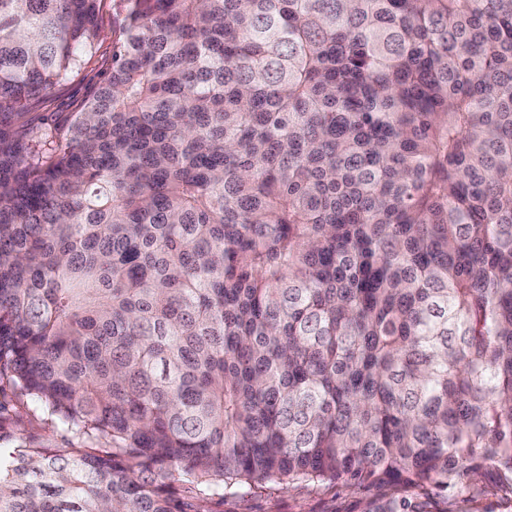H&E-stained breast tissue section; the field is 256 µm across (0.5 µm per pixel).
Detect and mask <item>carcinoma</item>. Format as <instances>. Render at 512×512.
Masks as SVG:
<instances>
[{"instance_id": "1", "label": "carcinoma", "mask_w": 512, "mask_h": 512, "mask_svg": "<svg viewBox=\"0 0 512 512\" xmlns=\"http://www.w3.org/2000/svg\"><path fill=\"white\" fill-rule=\"evenodd\" d=\"M0 0V512H429L512 484V0ZM189 483L190 495L177 483ZM99 26L101 36L93 50L84 57L80 70L57 85L44 100L35 101L29 111L15 119L17 131L39 129L51 123L54 112H78L91 97L111 67L112 43L119 14V0H100ZM6 415V427L10 430L9 443H2V448H13L27 443L29 440L39 441L45 445L55 446L60 439L59 432L43 423L38 411L26 407L25 404L13 397ZM373 486L347 487L296 483L255 496L224 499L223 512H361L364 502L386 492Z\"/></svg>"}]
</instances>
